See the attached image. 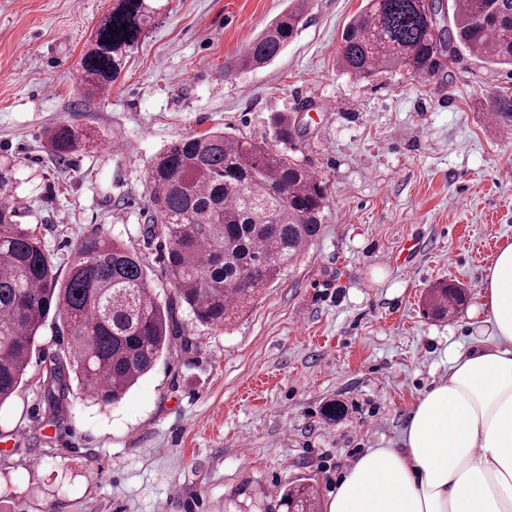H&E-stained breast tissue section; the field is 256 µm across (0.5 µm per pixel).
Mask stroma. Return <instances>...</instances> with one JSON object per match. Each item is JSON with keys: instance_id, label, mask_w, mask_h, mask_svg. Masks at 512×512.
Segmentation results:
<instances>
[{"instance_id": "stroma-1", "label": "stroma", "mask_w": 512, "mask_h": 512, "mask_svg": "<svg viewBox=\"0 0 512 512\" xmlns=\"http://www.w3.org/2000/svg\"><path fill=\"white\" fill-rule=\"evenodd\" d=\"M112 0H0V171L17 221L35 227L59 276L100 233L140 255L164 296L165 247L148 236L147 172L172 142L208 130L280 148L326 182L330 209L289 270L219 327L179 310L184 338L118 402L75 394L47 424L36 380L65 337L46 325L28 381L0 406V512H284L310 481L327 506L351 464L398 447L420 395L483 337V281L512 243V127L492 119L512 68L460 55L425 80L368 79L339 63L363 0H310L268 66L239 62L288 0H156L110 91L84 101L78 61ZM85 145L58 166L46 132ZM456 281L467 307L424 317L427 290ZM342 404L328 420L325 409Z\"/></svg>"}]
</instances>
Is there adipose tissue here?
<instances>
[{"instance_id":"obj_1","label":"adipose tissue","mask_w":512,"mask_h":512,"mask_svg":"<svg viewBox=\"0 0 512 512\" xmlns=\"http://www.w3.org/2000/svg\"><path fill=\"white\" fill-rule=\"evenodd\" d=\"M483 304L490 339L452 356L400 447L359 458L328 512H512V244L486 274Z\"/></svg>"}]
</instances>
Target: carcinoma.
Listing matches in <instances>:
<instances>
[{
	"mask_svg": "<svg viewBox=\"0 0 512 512\" xmlns=\"http://www.w3.org/2000/svg\"><path fill=\"white\" fill-rule=\"evenodd\" d=\"M150 2L113 0L98 21L79 63L85 98L118 79L151 24ZM308 7L309 0H290L240 65L257 69L278 58ZM462 52L512 67V0H367L343 33L340 63L362 79L388 68L434 78ZM492 115L512 127V97L500 96ZM48 142L63 164L82 132L59 124ZM147 191L149 233L166 248L171 291L163 300L143 259L98 234L76 243L59 279L35 229L17 223L15 208L0 198V407L23 383L52 314L66 348L49 356L38 379L49 423L66 413L76 389L102 405L118 402L183 334L179 310L202 326L234 318L318 235L329 207L327 185L303 163L219 131L187 136L155 156ZM467 300L465 289L441 281L429 289L424 313L445 320ZM282 504L288 512H317L309 484L284 488Z\"/></svg>",
	"mask_w": 512,
	"mask_h": 512,
	"instance_id": "carcinoma-1",
	"label": "carcinoma"
}]
</instances>
